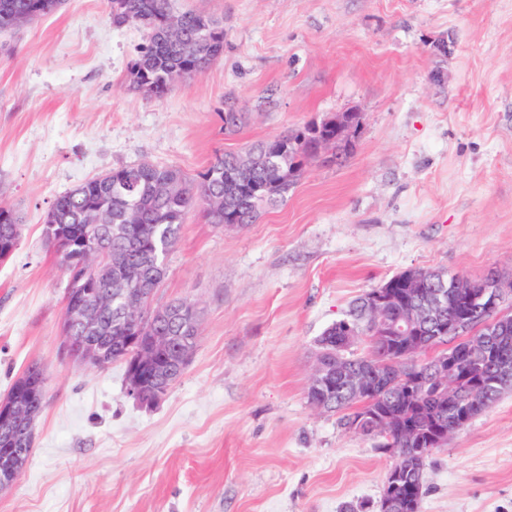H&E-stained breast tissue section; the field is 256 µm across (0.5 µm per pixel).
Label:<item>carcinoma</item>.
<instances>
[{
  "mask_svg": "<svg viewBox=\"0 0 512 512\" xmlns=\"http://www.w3.org/2000/svg\"><path fill=\"white\" fill-rule=\"evenodd\" d=\"M34 2L0 0V26L29 12ZM170 12L171 0H112V20L121 19L128 24L136 25L141 18ZM180 22L184 45L172 44L160 32H149L145 44L129 66L130 84L149 97L163 98L174 89L168 77L191 78L205 71L224 52V37L208 36L202 31L206 26L211 29L220 26L218 20L198 12H185L180 15ZM311 129L312 126L306 125L250 145L244 149V157L239 152L219 154L193 178L178 167L138 163L113 170L110 180L95 177L59 196L46 215L45 239L57 237L59 229L63 231L54 253L67 276L64 302H70L72 289L80 286L83 256L76 245L82 238L97 236L104 248L112 253L115 264L110 278L122 279L133 288L151 293L159 281L149 277L148 269L166 260L178 242L191 210H206L211 223L218 225L224 223L226 215L243 224L256 222L265 208L287 198L307 164L317 159L315 139L300 138V134ZM129 208L138 212V220L134 224L128 223L126 210ZM364 300L365 297H359L346 317L326 328L315 341L317 350H325L339 343L347 329L357 330L364 336L367 353L363 356L347 353V364L358 370L373 368L374 357L379 350L361 314ZM495 317L497 313L493 311L481 313L466 335L450 339L466 368L482 377L496 371L497 364L491 358L474 360L472 342L481 335L482 323ZM117 319L118 305L102 309V335L112 337L107 364L119 361L128 365L135 360V354L122 339L125 330L117 325ZM141 332L145 336H172L176 339L183 335L179 323L157 321L149 315L143 320ZM388 360L390 364L376 368L378 373L384 374L393 368L412 371L418 366L427 372L428 378V385L416 397L390 389L377 390L380 398L375 407L389 415L393 432H399L402 425L410 422L423 427L431 416L440 414L445 426L452 428L456 413L436 402L438 382L429 371L431 362L417 360L399 349ZM35 368L34 363L27 365L13 381L8 393L23 398L34 393L35 402L41 408L44 380L34 373ZM158 368L168 373L172 383L184 373L177 364V352L173 349L160 354ZM511 391L512 375L487 389L474 391L463 385L459 401L468 405L475 401L483 402V408L472 414L475 418ZM353 406L354 402L344 390L343 379H336L324 411L341 414L340 424L348 429L352 418L357 415Z\"/></svg>",
  "mask_w": 512,
  "mask_h": 512,
  "instance_id": "1",
  "label": "carcinoma"
}]
</instances>
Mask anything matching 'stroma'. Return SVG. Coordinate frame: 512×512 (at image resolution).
Listing matches in <instances>:
<instances>
[{
    "instance_id": "1",
    "label": "stroma",
    "mask_w": 512,
    "mask_h": 512,
    "mask_svg": "<svg viewBox=\"0 0 512 512\" xmlns=\"http://www.w3.org/2000/svg\"><path fill=\"white\" fill-rule=\"evenodd\" d=\"M172 5L219 19L224 53L161 99L130 88L146 33L104 0L0 32V204L22 220L0 262V397L30 362L45 376L0 512H379L394 458L309 405L314 341L402 271L512 272V0ZM231 106L246 122L228 135ZM352 109L354 151L309 164L257 222L189 212L153 302H195L198 337L158 405L127 395L121 363L65 358L66 277L43 239L59 196L141 162L194 175ZM423 482L421 512H512V392Z\"/></svg>"
}]
</instances>
